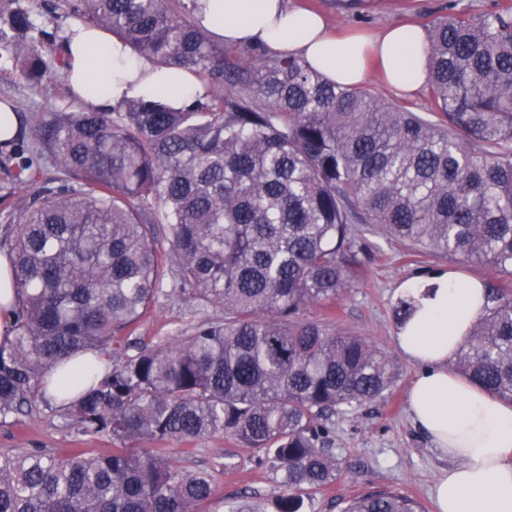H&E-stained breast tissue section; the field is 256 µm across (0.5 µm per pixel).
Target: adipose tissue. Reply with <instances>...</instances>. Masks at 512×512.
<instances>
[{
	"label": "adipose tissue",
	"mask_w": 512,
	"mask_h": 512,
	"mask_svg": "<svg viewBox=\"0 0 512 512\" xmlns=\"http://www.w3.org/2000/svg\"><path fill=\"white\" fill-rule=\"evenodd\" d=\"M195 22L225 43L260 44L305 60L333 83L362 84L374 60L387 84L402 93L427 81L425 33L417 25H393L370 36L334 34L321 15L292 8L288 0H197ZM62 50L67 83L100 112L155 95L178 108L204 91L193 74L158 67L98 29L72 26ZM402 293L416 299L394 336L399 351L419 368L408 411L448 461L435 484L438 512H512V405L448 369L485 307L483 283L444 271L405 283Z\"/></svg>",
	"instance_id": "1"
}]
</instances>
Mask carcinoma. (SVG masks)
I'll return each mask as SVG.
<instances>
[{
    "mask_svg": "<svg viewBox=\"0 0 512 512\" xmlns=\"http://www.w3.org/2000/svg\"><path fill=\"white\" fill-rule=\"evenodd\" d=\"M195 0H0V64L36 84L64 77L39 11L112 34L205 93L173 110L133 98L110 112L46 113L38 149L78 186L44 190L0 232L15 267V336L0 345V419L45 397L79 353L111 366L67 406L86 434L190 443L216 433L270 459L287 493L275 512L336 481L330 419L384 396L395 371L362 337L305 318L363 278L366 233L512 278V0L428 29L431 115L326 80L251 47L236 60L193 23ZM163 238H158V235ZM174 289L224 308L171 346L136 325ZM487 305L456 368L512 403V289ZM210 475L165 448L65 458L0 453V512H198ZM343 512H418L396 491Z\"/></svg>",
    "mask_w": 512,
    "mask_h": 512,
    "instance_id": "obj_1",
    "label": "carcinoma"
}]
</instances>
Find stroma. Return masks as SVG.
Masks as SVG:
<instances>
[{
    "mask_svg": "<svg viewBox=\"0 0 512 512\" xmlns=\"http://www.w3.org/2000/svg\"><path fill=\"white\" fill-rule=\"evenodd\" d=\"M314 10L332 29L376 32L401 22L429 27L431 21L460 11L484 12L495 0H289ZM0 101L16 106L22 117L20 136L33 144L34 128L46 110L64 108L74 97L65 80L51 89L18 76L12 68L0 70ZM15 160L0 147V226L12 223L23 201L44 189L59 185L66 173L46 156L39 157L36 180L28 186L16 179ZM370 259L365 278L340 297L333 309L311 308L308 318L333 322L336 327L365 337L393 362L395 382L385 396L353 415L331 419V438L339 475L327 488L305 496L304 512H341L345 503L359 495L396 490L413 499L424 512H436L433 489L446 462L433 450L428 438L416 428L407 412L408 389L417 373L397 350L393 316L401 283L435 270H457L480 281L490 276L483 265L442 254L416 255L393 238L369 237ZM159 297L140 323L136 335L143 342H178L205 321L222 318L219 306H201L183 294ZM116 443L111 435L81 433L65 409L38 398L23 414L0 422V452L40 450L65 456L80 448L92 454H107ZM170 455L188 471L207 472L213 494L200 512H231L247 503L257 512H272L275 498L284 492L282 476L269 462H259L257 453L242 447L233 437L216 433L191 443L173 441Z\"/></svg>",
    "mask_w": 512,
    "mask_h": 512,
    "instance_id": "35a3bbf8",
    "label": "stroma"
}]
</instances>
